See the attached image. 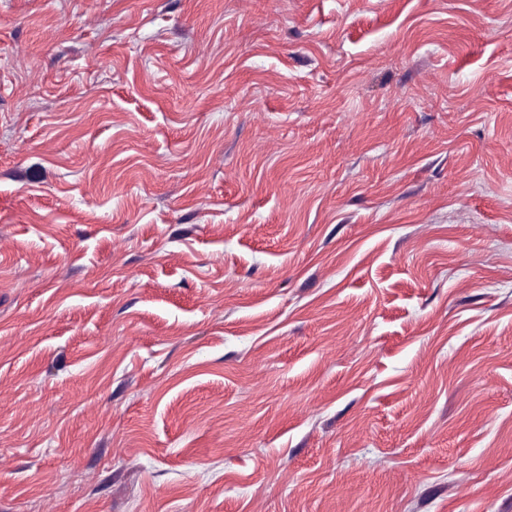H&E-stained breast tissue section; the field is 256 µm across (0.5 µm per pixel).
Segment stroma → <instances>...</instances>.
Segmentation results:
<instances>
[{
  "mask_svg": "<svg viewBox=\"0 0 512 512\" xmlns=\"http://www.w3.org/2000/svg\"><path fill=\"white\" fill-rule=\"evenodd\" d=\"M0 512H512V0H0Z\"/></svg>",
  "mask_w": 512,
  "mask_h": 512,
  "instance_id": "stroma-1",
  "label": "stroma"
}]
</instances>
